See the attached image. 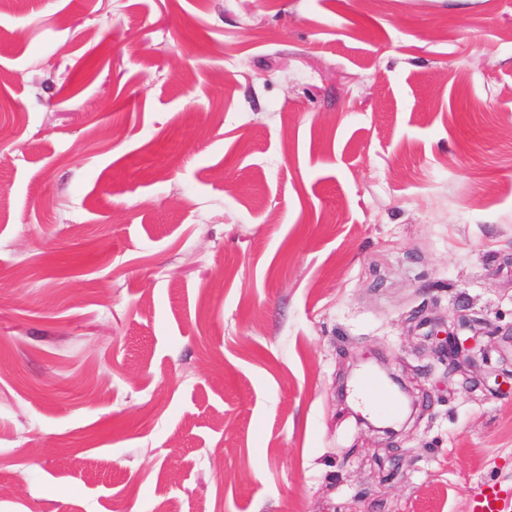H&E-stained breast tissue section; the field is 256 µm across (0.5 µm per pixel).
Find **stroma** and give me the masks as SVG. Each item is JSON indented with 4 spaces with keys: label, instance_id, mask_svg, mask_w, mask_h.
<instances>
[{
    "label": "stroma",
    "instance_id": "obj_1",
    "mask_svg": "<svg viewBox=\"0 0 512 512\" xmlns=\"http://www.w3.org/2000/svg\"><path fill=\"white\" fill-rule=\"evenodd\" d=\"M381 362L392 437L339 395ZM491 477L512 0L0 7V512H469ZM481 323L475 319L468 317L466 314H456L448 326L446 337L443 343L439 346L437 352L446 357L448 361L453 362L454 365L459 363H468L473 355L475 349L474 337H467L461 340L457 333L458 329H468L474 333V336H479L483 333L480 327ZM452 327V330H450Z\"/></svg>",
    "mask_w": 512,
    "mask_h": 512
}]
</instances>
